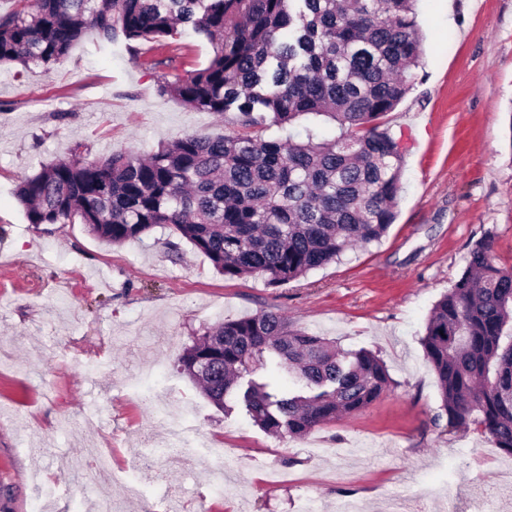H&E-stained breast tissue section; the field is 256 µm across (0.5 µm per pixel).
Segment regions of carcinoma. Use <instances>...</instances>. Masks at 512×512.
Listing matches in <instances>:
<instances>
[{
    "mask_svg": "<svg viewBox=\"0 0 512 512\" xmlns=\"http://www.w3.org/2000/svg\"><path fill=\"white\" fill-rule=\"evenodd\" d=\"M0 14V64L62 62L87 29L99 47L201 37V69L162 74L158 91L194 110L234 116L224 136L187 133L143 156L69 157L21 180L26 220L83 224L109 245L168 227L228 279L296 280L349 248L379 241L395 219L404 171L400 142L381 129L410 88L422 54L416 0H16ZM323 117L332 139H264L301 118ZM448 424L473 425L512 455V267L476 243L468 267L435 304L421 339ZM272 354L310 395L277 396L239 380ZM215 362L199 373L200 360ZM216 404L239 393L273 435L303 437L371 405L391 385L368 350L344 352L264 310L206 328L178 360Z\"/></svg>",
    "mask_w": 512,
    "mask_h": 512,
    "instance_id": "1",
    "label": "carcinoma"
}]
</instances>
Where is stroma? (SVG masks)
I'll return each instance as SVG.
<instances>
[{"mask_svg":"<svg viewBox=\"0 0 512 512\" xmlns=\"http://www.w3.org/2000/svg\"><path fill=\"white\" fill-rule=\"evenodd\" d=\"M423 55L382 126L405 166L380 242L272 287L228 279L176 234L105 244L80 224H28L22 177L77 142L148 154L230 122L157 90L168 48L101 50L87 30L50 67L0 65V512H497L506 456L441 420L421 339L431 310L491 238L512 266V0H418ZM262 310L376 353L392 384L301 438L218 408L178 366L206 327ZM185 408L187 455L153 398ZM114 483L97 486L91 449Z\"/></svg>","mask_w":512,"mask_h":512,"instance_id":"1","label":"stroma"}]
</instances>
